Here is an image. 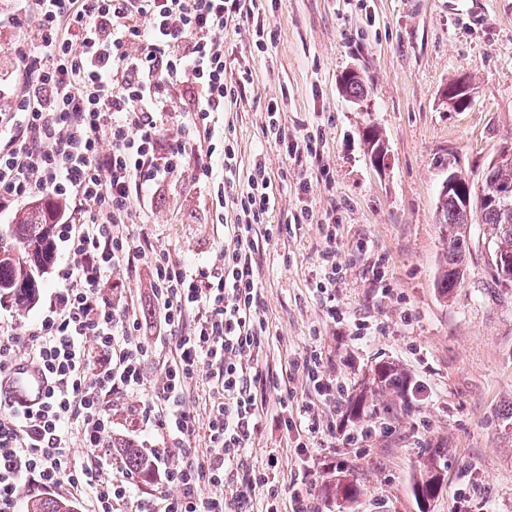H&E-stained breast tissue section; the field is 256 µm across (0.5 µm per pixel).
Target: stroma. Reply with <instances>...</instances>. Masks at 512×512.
I'll return each instance as SVG.
<instances>
[{"instance_id":"stroma-1","label":"stroma","mask_w":512,"mask_h":512,"mask_svg":"<svg viewBox=\"0 0 512 512\" xmlns=\"http://www.w3.org/2000/svg\"><path fill=\"white\" fill-rule=\"evenodd\" d=\"M275 30L273 47L258 52L251 25L224 31V78L244 81L228 106L238 165L230 180L245 184L256 154L265 157L276 197L271 223L281 235L255 238L256 274L270 336L258 355L266 383L262 423L244 470L264 467L276 454L282 512H291L292 486L307 469V488L319 512H419L412 481L430 449L444 450L441 488L431 512H456L463 476H471V506L512 512V290L489 276L484 226L473 222L474 246L457 288L436 286L446 245L436 218L437 195L448 173L480 183L482 172L512 147V0H258ZM23 34L0 24V107L21 88L11 44ZM358 70L369 87L353 104L339 87L341 73ZM471 88L467 109L448 107L442 92L457 77ZM277 103L289 133L319 132L317 157L285 159L264 138L267 106ZM379 127L387 147L384 169L373 167L361 132ZM329 169L331 184L318 178ZM308 193L297 190L301 175ZM213 190L190 174L157 191L148 221L136 232L188 264H221L224 222ZM309 221L295 224L301 206ZM336 221V254L345 276L336 303L352 318L384 326L360 342L338 335L311 283L326 247L320 228ZM384 268L393 288L376 296L371 266ZM143 323L157 316L147 298L145 263L115 273ZM348 383L345 400L318 407L320 431L299 450L297 417L314 401L296 367L308 351ZM400 367L409 389L380 394L376 364ZM361 399L359 414L349 399ZM367 429L361 447L334 436V427ZM353 467L363 492L338 505L328 487L339 467Z\"/></svg>"}]
</instances>
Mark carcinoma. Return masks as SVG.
Listing matches in <instances>:
<instances>
[{
  "instance_id": "obj_1",
  "label": "carcinoma",
  "mask_w": 512,
  "mask_h": 512,
  "mask_svg": "<svg viewBox=\"0 0 512 512\" xmlns=\"http://www.w3.org/2000/svg\"><path fill=\"white\" fill-rule=\"evenodd\" d=\"M342 92L349 101L361 102L368 93L362 79L342 82ZM363 140L372 158H385L382 134L373 126L363 134ZM512 191V164L487 169L479 186L465 180L458 188L441 192L437 198V223L448 246L437 288L448 296L463 276L462 267L472 247L467 234L473 215H479L486 226V235L492 244L491 256L500 259L504 267L512 266V208L503 209L484 202V195L498 191ZM59 205L50 200H37L22 210L15 222L0 234V302H9L18 309H27L39 291L37 274L51 265L54 259L55 218ZM374 380L381 389L399 394L405 378L392 363L379 365ZM112 451L118 454L128 468L140 473L148 472L146 453L127 440L112 441ZM440 451L435 450L426 460L423 473L412 485L416 498L426 501L438 489L437 468ZM334 497L348 502L356 499L361 485L338 471L331 488ZM28 512H75L70 502L54 496L32 501Z\"/></svg>"
}]
</instances>
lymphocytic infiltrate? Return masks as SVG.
<instances>
[{
    "instance_id": "obj_1",
    "label": "lymphocytic infiltrate",
    "mask_w": 512,
    "mask_h": 512,
    "mask_svg": "<svg viewBox=\"0 0 512 512\" xmlns=\"http://www.w3.org/2000/svg\"><path fill=\"white\" fill-rule=\"evenodd\" d=\"M8 20L24 33L10 48L24 88L0 113V213L36 197L62 202L56 236L68 260L40 318L0 322V371L24 353L52 383L35 410L0 408V512H20L25 484L64 491L86 512L128 504L134 512H238L260 488L265 512H280L277 456L261 470L240 471L265 403L256 388L261 371L242 359L269 333L252 234L275 198L261 161L245 188L227 191L237 159L215 120L244 88L224 78L225 28L252 24L263 51L265 23L247 0H14ZM177 93L187 96L188 111L173 112ZM172 123L179 137L164 138ZM186 171L236 214L224 227L221 265L186 264L133 231L145 221L149 194ZM140 260L158 311L153 334L174 349L146 399L139 392L150 348L135 305L118 299L112 280ZM341 278L336 251L326 248L315 288L328 317L372 335L336 307ZM203 383L202 426L189 403ZM116 396L134 400L130 432L149 428L161 442L151 451L157 493L147 501L132 475L114 474ZM199 436L202 457L192 446ZM80 448L85 456H77Z\"/></svg>"
}]
</instances>
